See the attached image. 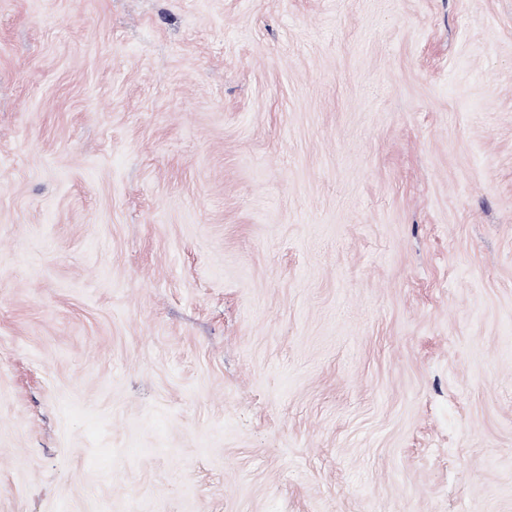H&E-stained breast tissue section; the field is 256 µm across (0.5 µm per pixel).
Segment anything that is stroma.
Wrapping results in <instances>:
<instances>
[{
	"label": "stroma",
	"mask_w": 512,
	"mask_h": 512,
	"mask_svg": "<svg viewBox=\"0 0 512 512\" xmlns=\"http://www.w3.org/2000/svg\"><path fill=\"white\" fill-rule=\"evenodd\" d=\"M0 512H512V0H0Z\"/></svg>",
	"instance_id": "obj_1"
}]
</instances>
